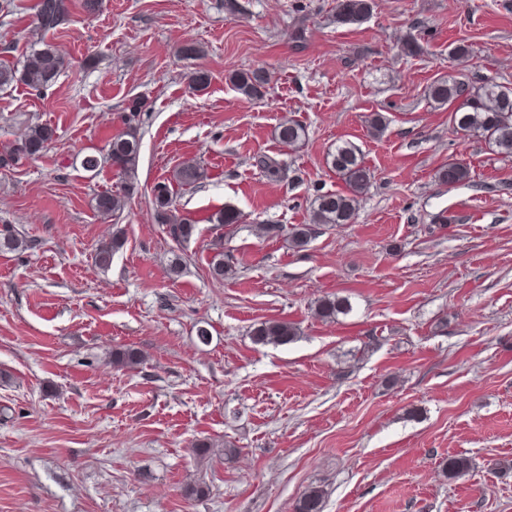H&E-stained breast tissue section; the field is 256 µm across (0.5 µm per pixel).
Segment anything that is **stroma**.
<instances>
[{
  "instance_id": "1",
  "label": "stroma",
  "mask_w": 512,
  "mask_h": 512,
  "mask_svg": "<svg viewBox=\"0 0 512 512\" xmlns=\"http://www.w3.org/2000/svg\"><path fill=\"white\" fill-rule=\"evenodd\" d=\"M36 2L0 0V60L29 54ZM67 7L47 35L68 60L53 86L0 90V146L36 123L56 131L43 156L0 168V226L29 243L0 252V512H295L315 486L323 512H512V158L452 133L425 96L458 73L512 87V0H373L349 25L335 0ZM411 36L414 57L399 49ZM462 42L473 57L452 56ZM259 65L261 99L225 80ZM199 69L210 80L194 90ZM136 97L149 103L138 189L103 220L93 198L120 185L103 158ZM374 112L389 119L379 138ZM288 119L308 131L294 150L275 137ZM340 138L374 173L355 222L301 249L264 236L344 191L325 162ZM258 154L287 178L268 180ZM187 161L206 173L192 188L174 179ZM451 161L467 182L440 181ZM160 182L196 222L188 242L155 221ZM226 207L241 224L211 223ZM117 225L126 242L104 270L95 249ZM218 239L236 268L223 279ZM327 295L351 312L321 318ZM267 320L296 339L253 343ZM128 347L143 364L113 365ZM201 440L216 447L204 460ZM460 456L472 468L449 478Z\"/></svg>"
}]
</instances>
